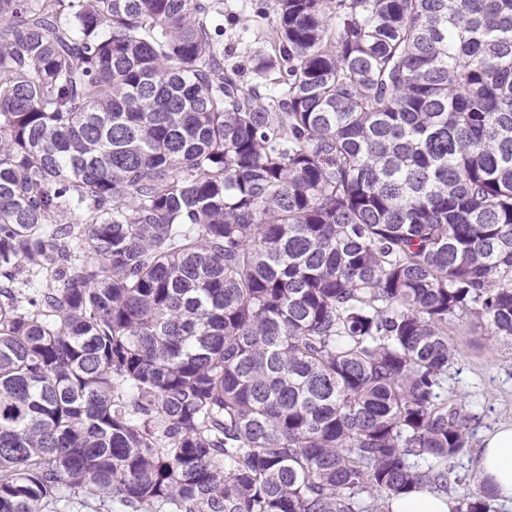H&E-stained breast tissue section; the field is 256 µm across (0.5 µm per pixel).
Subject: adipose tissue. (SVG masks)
Listing matches in <instances>:
<instances>
[{
	"mask_svg": "<svg viewBox=\"0 0 512 512\" xmlns=\"http://www.w3.org/2000/svg\"><path fill=\"white\" fill-rule=\"evenodd\" d=\"M478 475L496 501L512 502V422L499 425L484 438Z\"/></svg>",
	"mask_w": 512,
	"mask_h": 512,
	"instance_id": "adipose-tissue-1",
	"label": "adipose tissue"
}]
</instances>
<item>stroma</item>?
<instances>
[{"label":"stroma","instance_id":"stroma-1","mask_svg":"<svg viewBox=\"0 0 512 512\" xmlns=\"http://www.w3.org/2000/svg\"><path fill=\"white\" fill-rule=\"evenodd\" d=\"M273 0H224L225 18L246 20L245 34L255 52L271 49V19L259 11H271ZM450 337L459 351L448 372V402L471 419V443L452 466L463 479L477 483V458L484 436L501 423L512 421V343L488 335L475 319L454 323Z\"/></svg>","mask_w":512,"mask_h":512}]
</instances>
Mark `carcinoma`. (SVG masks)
I'll return each instance as SVG.
<instances>
[{
	"label": "carcinoma",
	"instance_id": "obj_1",
	"mask_svg": "<svg viewBox=\"0 0 512 512\" xmlns=\"http://www.w3.org/2000/svg\"><path fill=\"white\" fill-rule=\"evenodd\" d=\"M0 0V512H389L512 341V0ZM273 0H224V24L230 18H240L247 21L249 30L244 34L255 52H268L272 44L271 26L273 20ZM263 10L266 12L265 19L257 17V13Z\"/></svg>",
	"mask_w": 512,
	"mask_h": 512
}]
</instances>
